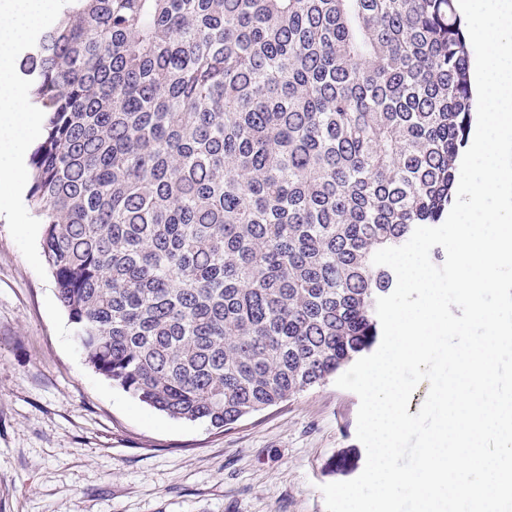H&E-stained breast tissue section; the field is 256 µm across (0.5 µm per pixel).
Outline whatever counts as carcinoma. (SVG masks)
I'll return each mask as SVG.
<instances>
[{"label": "carcinoma", "mask_w": 512, "mask_h": 512, "mask_svg": "<svg viewBox=\"0 0 512 512\" xmlns=\"http://www.w3.org/2000/svg\"><path fill=\"white\" fill-rule=\"evenodd\" d=\"M21 71L88 364L215 429L372 348V257L448 214L473 119L454 0H60Z\"/></svg>", "instance_id": "cac0c4a2"}]
</instances>
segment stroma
<instances>
[{
    "mask_svg": "<svg viewBox=\"0 0 512 512\" xmlns=\"http://www.w3.org/2000/svg\"><path fill=\"white\" fill-rule=\"evenodd\" d=\"M0 213V512H326L363 471L358 396L334 382L228 430L181 422L97 374L28 207Z\"/></svg>",
    "mask_w": 512,
    "mask_h": 512,
    "instance_id": "stroma-1",
    "label": "stroma"
}]
</instances>
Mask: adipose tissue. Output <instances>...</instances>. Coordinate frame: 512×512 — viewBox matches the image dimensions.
Wrapping results in <instances>:
<instances>
[{
	"label": "adipose tissue",
	"mask_w": 512,
	"mask_h": 512,
	"mask_svg": "<svg viewBox=\"0 0 512 512\" xmlns=\"http://www.w3.org/2000/svg\"><path fill=\"white\" fill-rule=\"evenodd\" d=\"M55 8L54 0H0V211L16 205L19 160L33 125L26 91L17 79L18 54Z\"/></svg>",
	"instance_id": "obj_1"
}]
</instances>
